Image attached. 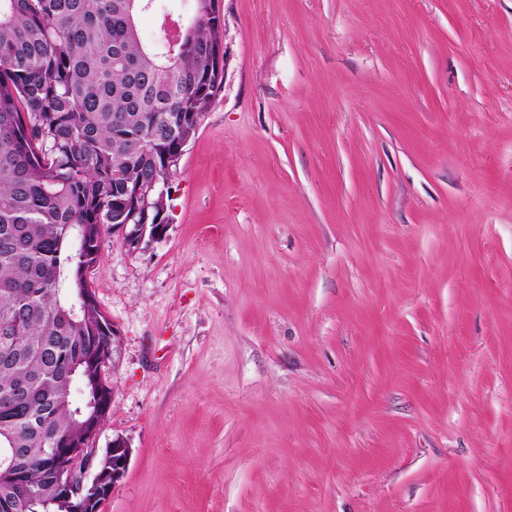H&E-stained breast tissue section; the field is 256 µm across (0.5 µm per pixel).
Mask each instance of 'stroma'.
I'll return each instance as SVG.
<instances>
[{
    "label": "stroma",
    "mask_w": 512,
    "mask_h": 512,
    "mask_svg": "<svg viewBox=\"0 0 512 512\" xmlns=\"http://www.w3.org/2000/svg\"><path fill=\"white\" fill-rule=\"evenodd\" d=\"M163 238H105L102 512H512V0H220Z\"/></svg>",
    "instance_id": "1"
}]
</instances>
